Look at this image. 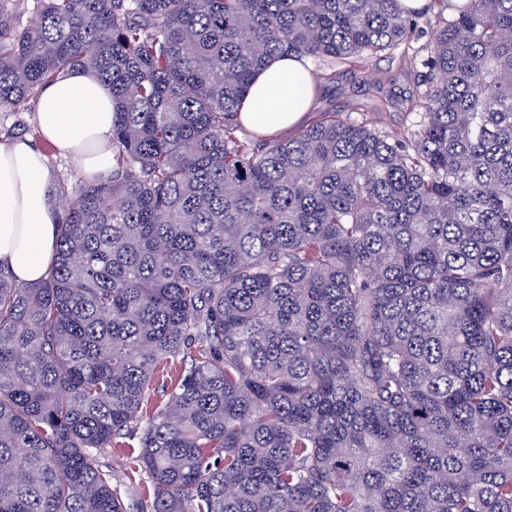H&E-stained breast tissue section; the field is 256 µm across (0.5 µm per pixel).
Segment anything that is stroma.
<instances>
[{
    "label": "stroma",
    "instance_id": "1",
    "mask_svg": "<svg viewBox=\"0 0 512 512\" xmlns=\"http://www.w3.org/2000/svg\"><path fill=\"white\" fill-rule=\"evenodd\" d=\"M437 16L428 11L417 19L418 28L411 41L354 63L329 60L312 61L316 75V94L305 117L313 124L324 115L335 112L351 115L352 119L384 133H400L411 128L417 115L407 108L406 101L415 91L424 70L427 56L425 46ZM381 85L392 103L378 110L374 85ZM26 138L40 144L56 181L77 187L85 183L74 162L59 156L44 145L36 123V104L27 102L17 109L0 110V143ZM139 451L138 437L117 439L114 448L98 455L100 465L111 468L113 484L125 502L134 503L145 498L147 483L135 463Z\"/></svg>",
    "mask_w": 512,
    "mask_h": 512
}]
</instances>
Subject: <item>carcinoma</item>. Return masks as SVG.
I'll use <instances>...</instances> for the list:
<instances>
[{"label":"carcinoma","instance_id":"cac0c4a2","mask_svg":"<svg viewBox=\"0 0 512 512\" xmlns=\"http://www.w3.org/2000/svg\"><path fill=\"white\" fill-rule=\"evenodd\" d=\"M0 14V109L112 90V176L46 278L0 268V512H512V0L431 30L419 120L240 139L276 56L414 36L401 0H37ZM161 407L157 368L180 356ZM37 0H0L1 13L9 16L12 26L19 28L31 25L36 19ZM115 448L98 455L97 460L103 467L111 468L114 474L113 484L117 486L127 504L146 497L147 483L140 469L135 465L139 451V437H125L116 440Z\"/></svg>","mask_w":512,"mask_h":512}]
</instances>
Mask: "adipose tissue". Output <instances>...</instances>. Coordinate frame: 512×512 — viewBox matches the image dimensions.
Returning <instances> with one entry per match:
<instances>
[{
    "label": "adipose tissue",
    "instance_id": "obj_1",
    "mask_svg": "<svg viewBox=\"0 0 512 512\" xmlns=\"http://www.w3.org/2000/svg\"><path fill=\"white\" fill-rule=\"evenodd\" d=\"M314 91V77L297 58L275 57L255 75L239 118L269 132L295 128ZM114 112L110 89L76 71L43 89L36 120L42 137L81 174L103 177L112 161ZM53 193V173L40 149L21 139L0 144V267L18 284H36L47 274L61 221Z\"/></svg>",
    "mask_w": 512,
    "mask_h": 512
}]
</instances>
